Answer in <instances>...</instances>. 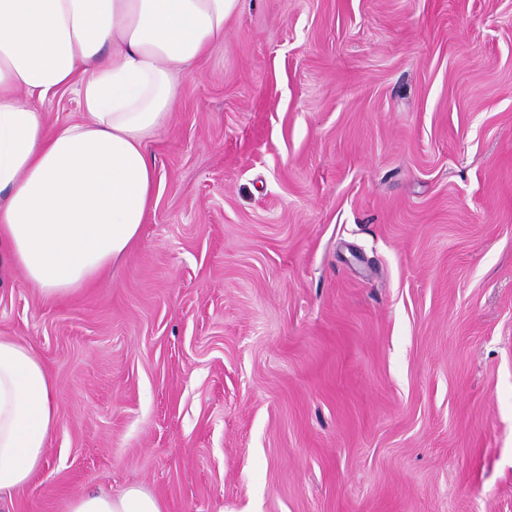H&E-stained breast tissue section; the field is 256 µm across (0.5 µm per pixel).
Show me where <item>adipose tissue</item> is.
<instances>
[{"instance_id":"ef3b65f1","label":"adipose tissue","mask_w":512,"mask_h":512,"mask_svg":"<svg viewBox=\"0 0 512 512\" xmlns=\"http://www.w3.org/2000/svg\"><path fill=\"white\" fill-rule=\"evenodd\" d=\"M240 0H0V268L46 297L101 279L138 238L155 193L148 140L179 75L196 73ZM77 92L82 121L42 105ZM58 385L35 347L0 336V499L47 466ZM67 512H163L138 487L72 499Z\"/></svg>"}]
</instances>
